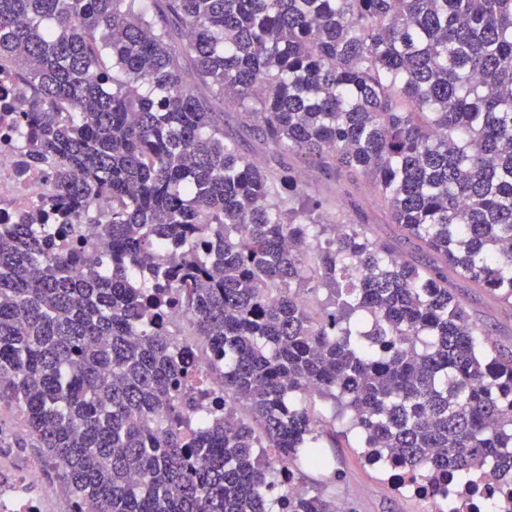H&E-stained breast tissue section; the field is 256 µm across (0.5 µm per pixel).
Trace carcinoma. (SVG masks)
Wrapping results in <instances>:
<instances>
[{"instance_id":"cac0c4a2","label":"carcinoma","mask_w":512,"mask_h":512,"mask_svg":"<svg viewBox=\"0 0 512 512\" xmlns=\"http://www.w3.org/2000/svg\"><path fill=\"white\" fill-rule=\"evenodd\" d=\"M6 66L50 209L100 226L65 252L63 224L0 226V404L73 512H335L277 473L325 468L338 432L432 486L512 462V354L448 288L512 302V0H0ZM286 156L368 183L425 259L323 223ZM215 112H224V131L236 134L242 144V151L261 167H276L268 146L237 122V113L225 107L221 101L214 103ZM0 424L3 430L9 434L12 441H14L15 438L26 437V428L23 425L18 411L13 407L0 405Z\"/></svg>"}]
</instances>
